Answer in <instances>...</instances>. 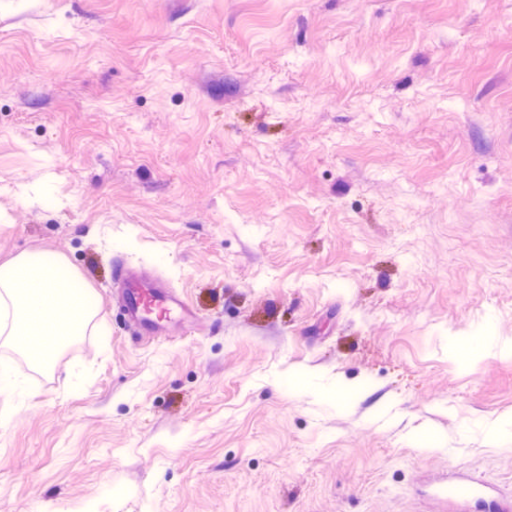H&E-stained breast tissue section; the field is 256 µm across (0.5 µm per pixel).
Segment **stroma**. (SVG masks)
<instances>
[{
	"instance_id": "1",
	"label": "stroma",
	"mask_w": 512,
	"mask_h": 512,
	"mask_svg": "<svg viewBox=\"0 0 512 512\" xmlns=\"http://www.w3.org/2000/svg\"><path fill=\"white\" fill-rule=\"evenodd\" d=\"M0 512H459L512 495V0H0ZM198 325L141 340L116 266ZM0 275V339L35 367H49L58 351L83 336L94 315L70 292L55 266L32 265L18 255ZM63 304L66 315L53 322L45 311ZM479 485L466 480L450 481L442 485L439 494L448 501L466 500L482 494Z\"/></svg>"
}]
</instances>
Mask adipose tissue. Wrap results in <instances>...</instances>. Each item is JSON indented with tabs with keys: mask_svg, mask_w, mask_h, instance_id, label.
<instances>
[{
	"mask_svg": "<svg viewBox=\"0 0 512 512\" xmlns=\"http://www.w3.org/2000/svg\"><path fill=\"white\" fill-rule=\"evenodd\" d=\"M0 275V341L20 351L33 366H51L58 351L83 336L92 312L67 289L56 267L31 264L22 255ZM64 306V318L49 322L45 311Z\"/></svg>",
	"mask_w": 512,
	"mask_h": 512,
	"instance_id": "adipose-tissue-1",
	"label": "adipose tissue"
}]
</instances>
